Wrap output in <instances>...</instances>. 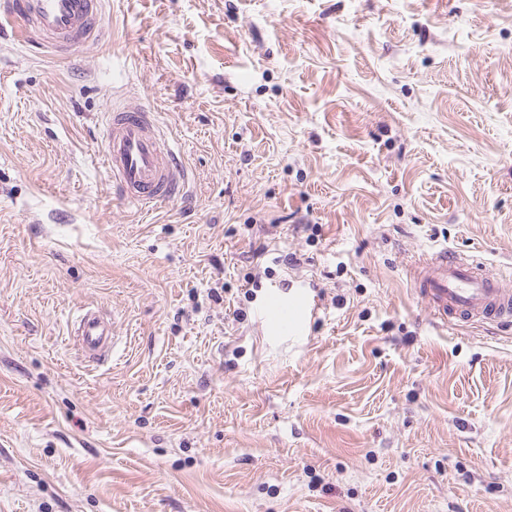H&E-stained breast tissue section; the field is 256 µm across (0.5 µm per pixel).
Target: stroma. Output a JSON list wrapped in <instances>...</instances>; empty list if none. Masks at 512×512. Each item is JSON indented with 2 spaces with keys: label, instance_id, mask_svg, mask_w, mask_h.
Wrapping results in <instances>:
<instances>
[{
  "label": "stroma",
  "instance_id": "1",
  "mask_svg": "<svg viewBox=\"0 0 512 512\" xmlns=\"http://www.w3.org/2000/svg\"><path fill=\"white\" fill-rule=\"evenodd\" d=\"M102 23L64 61L0 34V512H512V323L436 327L406 279L448 247L512 280V0ZM125 89L191 177L151 214L99 161ZM287 281L298 337L259 314ZM318 310L315 297L288 285L276 287L269 293L261 317L269 329L282 335L299 336ZM75 343L83 352L90 355L104 356L114 346V336L110 326L99 311L83 313L74 331Z\"/></svg>",
  "mask_w": 512,
  "mask_h": 512
}]
</instances>
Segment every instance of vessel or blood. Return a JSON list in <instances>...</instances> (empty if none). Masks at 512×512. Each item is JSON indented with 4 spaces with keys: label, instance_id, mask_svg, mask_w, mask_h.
<instances>
[{
    "label": "vessel or blood",
    "instance_id": "1",
    "mask_svg": "<svg viewBox=\"0 0 512 512\" xmlns=\"http://www.w3.org/2000/svg\"><path fill=\"white\" fill-rule=\"evenodd\" d=\"M101 18L102 0H0V24L15 26L23 42L60 60L78 46L105 40ZM103 139L102 164L118 200L149 212L187 194L174 139L137 98L112 102ZM409 274L436 326L512 320V289L475 257L443 248L411 264ZM318 310L316 298L282 286L269 293L261 317L269 329L298 336ZM74 336L90 355L102 356L111 348L110 326L97 311L80 316Z\"/></svg>",
    "mask_w": 512,
    "mask_h": 512
}]
</instances>
